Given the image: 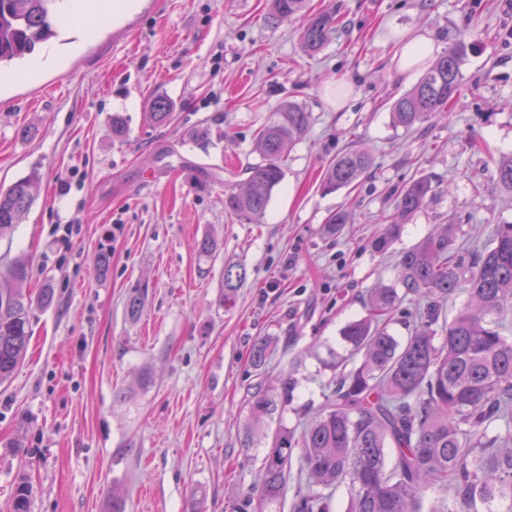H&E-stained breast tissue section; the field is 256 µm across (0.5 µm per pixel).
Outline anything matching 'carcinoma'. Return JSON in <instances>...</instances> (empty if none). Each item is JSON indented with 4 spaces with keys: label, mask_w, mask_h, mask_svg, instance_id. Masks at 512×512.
<instances>
[{
    "label": "carcinoma",
    "mask_w": 512,
    "mask_h": 512,
    "mask_svg": "<svg viewBox=\"0 0 512 512\" xmlns=\"http://www.w3.org/2000/svg\"><path fill=\"white\" fill-rule=\"evenodd\" d=\"M58 0H0V69L33 54L49 35L48 16ZM305 18L301 47L317 55L336 36L338 13L330 6L311 13L307 0H270L276 22ZM467 50L455 40L420 81L391 105L392 123L419 129L448 113L461 91L460 63ZM174 104L158 96L149 120L169 124ZM311 113L294 102L260 127L256 147L262 161L247 169L243 189L224 190V207L260 220L284 177L286 146L308 131ZM374 165L372 154L349 146L329 165L323 187L338 191L357 182ZM39 176L32 172L0 189V238L11 234L35 202ZM441 182L422 175L398 191L394 211L375 233L383 252L402 227L440 192ZM350 214L338 209L323 230L336 233ZM460 225L437 224L418 244L402 251L396 282L374 291L367 317L349 322L341 336L349 347L336 387L315 416L295 428L276 427L263 459L258 508L277 504L290 477L294 449L301 470L321 490L296 499L293 512H332V490L348 485L346 512H421L425 495L438 498L429 512H512V223L496 224L490 244L477 251L459 240ZM470 260H465V256ZM29 263L16 259L0 270V385L25 361L34 306L53 303L55 291L37 299L23 291ZM246 270L224 267L222 301H234ZM146 289L127 301L131 318L140 314ZM465 302L447 318V303ZM412 297L425 306L399 340L388 329L400 304ZM297 381L288 375L273 388L257 385L249 399L244 447H255L254 430L291 405ZM32 487L17 483L12 512H30Z\"/></svg>",
    "instance_id": "cac0c4a2"
}]
</instances>
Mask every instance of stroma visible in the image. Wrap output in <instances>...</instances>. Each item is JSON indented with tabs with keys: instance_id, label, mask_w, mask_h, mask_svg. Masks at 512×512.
I'll return each instance as SVG.
<instances>
[{
	"instance_id": "stroma-1",
	"label": "stroma",
	"mask_w": 512,
	"mask_h": 512,
	"mask_svg": "<svg viewBox=\"0 0 512 512\" xmlns=\"http://www.w3.org/2000/svg\"><path fill=\"white\" fill-rule=\"evenodd\" d=\"M330 5L342 26L313 57L302 18L268 24V0H139L90 38L51 19L44 46L56 62L32 80L27 58L0 74V185L40 176L35 203L0 239V267L26 258L25 292H56L34 309L27 359L0 386V512L23 475L31 512H110L116 494L125 512H231L261 481L265 448L241 444L259 376L295 370V399L273 418L294 426L334 388L341 330L366 315L373 288L395 282L401 251L450 219L479 247L512 222L499 184L512 155V0L309 2ZM411 31L440 55L455 34L468 43L451 115L417 132L391 122L392 102L417 82L395 59ZM157 95L175 105L162 127L145 117ZM288 100L311 124L285 148L283 181L254 224L225 209L224 188L260 163L255 134ZM116 112L128 121L121 141ZM351 145L372 152V170L324 192L329 163ZM423 174L447 191L375 252L396 190ZM340 208L350 224L323 236ZM208 234L221 244L212 258L195 247ZM100 252L111 256L102 276ZM228 261L247 280L226 305ZM138 286L148 294L132 318ZM262 338L277 347L259 374Z\"/></svg>"
}]
</instances>
